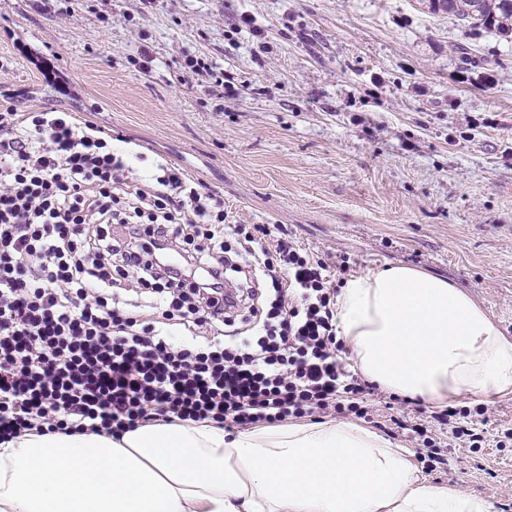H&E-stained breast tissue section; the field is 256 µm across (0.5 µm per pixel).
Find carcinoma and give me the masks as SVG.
<instances>
[{
    "label": "carcinoma",
    "mask_w": 512,
    "mask_h": 512,
    "mask_svg": "<svg viewBox=\"0 0 512 512\" xmlns=\"http://www.w3.org/2000/svg\"><path fill=\"white\" fill-rule=\"evenodd\" d=\"M431 7L469 27L481 25L502 38L512 37V0H431ZM456 54L466 67L491 63L467 44H458Z\"/></svg>",
    "instance_id": "carcinoma-1"
}]
</instances>
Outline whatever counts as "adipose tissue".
Instances as JSON below:
<instances>
[{
	"label": "adipose tissue",
	"mask_w": 512,
	"mask_h": 512,
	"mask_svg": "<svg viewBox=\"0 0 512 512\" xmlns=\"http://www.w3.org/2000/svg\"><path fill=\"white\" fill-rule=\"evenodd\" d=\"M337 336L383 391L448 405L512 394V340L444 278L406 266L344 280ZM0 512H488L421 481L406 449L337 421L237 434L153 424L120 437L0 442Z\"/></svg>",
	"instance_id": "1"
}]
</instances>
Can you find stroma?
Listing matches in <instances>:
<instances>
[{"label":"stroma","instance_id":"obj_1","mask_svg":"<svg viewBox=\"0 0 512 512\" xmlns=\"http://www.w3.org/2000/svg\"><path fill=\"white\" fill-rule=\"evenodd\" d=\"M250 25H243V17ZM502 67L463 69L457 43ZM150 47L155 66L132 65ZM223 86L179 83L184 53ZM90 121L144 182L160 167L351 274L409 266L448 279L512 340V39L429 0H0V105ZM371 428L427 482L512 505V395L491 396L481 447L434 426L440 461L376 392ZM476 398L463 403L475 407Z\"/></svg>","mask_w":512,"mask_h":512}]
</instances>
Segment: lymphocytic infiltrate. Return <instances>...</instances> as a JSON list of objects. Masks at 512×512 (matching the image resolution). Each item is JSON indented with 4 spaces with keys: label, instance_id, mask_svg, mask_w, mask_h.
<instances>
[{
    "label": "lymphocytic infiltrate",
    "instance_id": "f902f5d3",
    "mask_svg": "<svg viewBox=\"0 0 512 512\" xmlns=\"http://www.w3.org/2000/svg\"><path fill=\"white\" fill-rule=\"evenodd\" d=\"M269 234L225 223L223 200L175 170L129 184L111 137L72 113L1 109L0 441L156 422L372 421L373 386L337 337L338 282ZM129 287L153 296L150 314L121 305L114 291ZM485 413L450 406L400 427L426 445L437 421L474 446Z\"/></svg>",
    "mask_w": 512,
    "mask_h": 512
}]
</instances>
